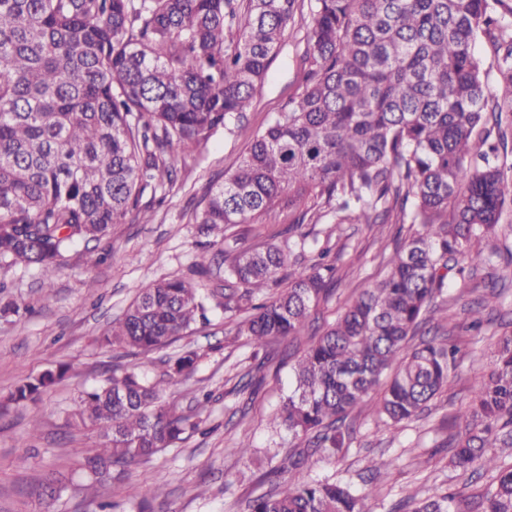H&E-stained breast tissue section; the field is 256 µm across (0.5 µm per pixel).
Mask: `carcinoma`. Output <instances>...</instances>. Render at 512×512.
I'll return each instance as SVG.
<instances>
[{"mask_svg": "<svg viewBox=\"0 0 512 512\" xmlns=\"http://www.w3.org/2000/svg\"><path fill=\"white\" fill-rule=\"evenodd\" d=\"M298 0H0V269L38 268L49 280L65 254L89 248L132 216L151 223L146 192L175 183L174 160L219 129L243 132ZM305 85L194 216L206 237L288 211V238L265 250H230L224 286L183 277L140 289L100 342L134 354L161 350L217 306L242 317L237 335L257 349L300 335L332 294L330 266L288 274L305 252L295 215L310 199L336 224H416L363 289L297 360L274 423L323 459L343 452L346 419L381 391L379 418H418L448 390L456 348L414 340L448 272L493 262L475 245L512 210V0H310ZM486 44L491 55L478 46ZM495 75V90L488 77ZM437 320V319H435ZM439 324L448 320L441 318ZM187 350L164 378L130 370L81 391L67 425L101 444L77 466L108 485L203 422L204 404L178 412L164 384L192 374ZM68 371L19 383L0 403L36 401ZM456 471L491 474L483 512H512V464L486 454L512 447V334L501 336L488 377L454 416ZM247 512H369V494L291 473ZM454 496L409 501L408 512H453Z\"/></svg>", "mask_w": 512, "mask_h": 512, "instance_id": "cac0c4a2", "label": "carcinoma"}]
</instances>
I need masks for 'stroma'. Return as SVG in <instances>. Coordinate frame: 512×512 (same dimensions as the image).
Returning a JSON list of instances; mask_svg holds the SVG:
<instances>
[{"mask_svg": "<svg viewBox=\"0 0 512 512\" xmlns=\"http://www.w3.org/2000/svg\"><path fill=\"white\" fill-rule=\"evenodd\" d=\"M309 32L306 17L287 30L247 113L252 132L263 131L302 90L301 57ZM244 148L243 138L217 131L205 151L182 165L179 182L155 206L152 223L113 225L91 253H71L67 268L52 281H44L33 268L7 273L12 295L27 311L0 319V398L26 377L62 363L71 369L36 402L11 407L0 417V512H40L42 487L49 481L58 489L55 512H244L248 500L271 489L265 473L292 446L291 437L272 418L309 335L270 345L271 358L261 368L264 380L249 402L237 395L236 386L257 368L254 349L245 337L234 335L221 310H213L209 323L193 326L165 351L128 356L98 342L107 323L122 315L137 291L159 278L195 277L202 287H212V278L196 271L201 264L213 266L216 250L202 245L193 210L211 185L222 183L236 168ZM302 230L306 263L324 250L336 261L335 293L315 313V325L322 329L335 320L344 301L384 277L386 259L415 233L408 224L337 226L326 220ZM494 281L500 285L497 310L480 329H471L467 311ZM47 287L53 290L48 302L43 299ZM442 305L460 358L449 392L407 424H385L371 408H362L347 420L352 440L345 457L334 464L313 463L309 471L359 492L372 489L371 512H405L410 497L448 492L456 495L457 512H479L480 496L490 481L489 476L464 475L448 467V438L455 432V412L490 372L495 339L512 333V267L501 262L475 276L453 278ZM183 350L197 351L201 359L194 375L168 387V401L185 408L192 397L209 395L200 428L177 447L131 469L132 479L147 477L163 488L164 497L134 499L121 484L91 486L76 467V452L97 447L98 441L90 432L66 428L64 410L80 390L100 382L112 364L156 379L168 354ZM243 441L251 448L241 456L235 448ZM379 456L392 459V466L370 471L372 459Z\"/></svg>", "mask_w": 512, "mask_h": 512, "instance_id": "obj_1", "label": "stroma"}]
</instances>
